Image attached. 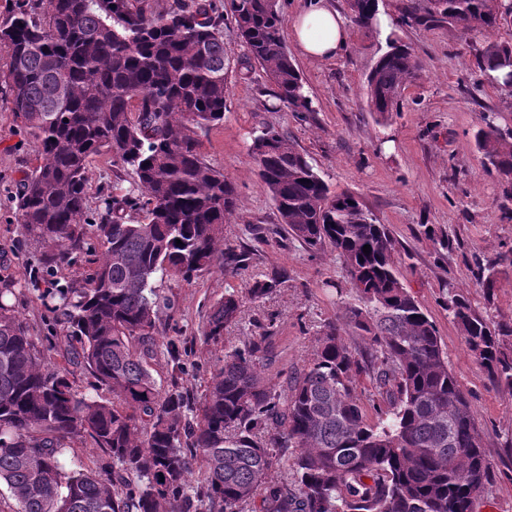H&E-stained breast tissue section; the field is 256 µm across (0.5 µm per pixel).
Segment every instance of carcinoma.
I'll return each mask as SVG.
<instances>
[{
  "label": "carcinoma",
  "mask_w": 512,
  "mask_h": 512,
  "mask_svg": "<svg viewBox=\"0 0 512 512\" xmlns=\"http://www.w3.org/2000/svg\"><path fill=\"white\" fill-rule=\"evenodd\" d=\"M356 26L373 31L378 0H348ZM405 23H446L461 33L494 28V0H403ZM249 60L296 117L313 111L286 48L276 0H189L164 13L147 0H10L0 18V49L10 58L5 83L13 112L42 163L17 197L18 222L42 248L44 268L68 266L88 249L82 286L41 291L61 335L52 365L30 336L0 279V502L14 512H472L490 471L468 400L448 369L435 323L396 274V242L351 193L329 186L284 133L263 126L249 155L279 223L307 251L330 245L344 264L348 299L321 326L313 358L286 385L266 375L270 326L224 353L198 407L183 386L179 340L165 342L170 380L153 374L157 308L171 305L157 278L191 281L218 267L235 274L248 254L224 242L237 190L204 162L200 132L224 120L229 62L224 15ZM482 73L500 71L512 92V45L477 50ZM411 48L390 41L367 76L369 109L398 111L418 76ZM68 94L56 95L59 79ZM483 169L504 185L500 208L512 220V130L491 123L474 134ZM106 150L132 172L138 194L106 202L87 217L88 161ZM134 211L141 218L129 219ZM182 244H176V240ZM370 246L364 254L363 246ZM512 250L477 264L473 276L491 295ZM286 283L281 273L210 307L202 335L224 341L243 304L261 302ZM449 314L496 386L512 390V323L477 313L454 293ZM355 329L363 347L345 341ZM81 371L103 394L68 378ZM375 392L377 420L366 419L359 380ZM89 441L92 465L63 462L65 448ZM203 458V478L192 484ZM276 465L291 485H268Z\"/></svg>",
  "instance_id": "obj_1"
}]
</instances>
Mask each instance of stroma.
<instances>
[{
  "label": "stroma",
  "instance_id": "35a3bbf8",
  "mask_svg": "<svg viewBox=\"0 0 512 512\" xmlns=\"http://www.w3.org/2000/svg\"><path fill=\"white\" fill-rule=\"evenodd\" d=\"M397 31L421 64L418 78L402 93L399 112L385 120L370 112L366 77L387 44L355 27L347 53L339 58L314 62L292 52L313 106L303 122L274 97L260 68H248L235 23L225 20L226 109L223 121L201 134L199 152L238 190L224 239L248 252V266L237 276L215 269L189 283L159 281L158 289L172 305L159 309L155 336L160 342L180 339L184 360L194 367L186 385L195 398L220 366L225 348L249 335L252 321L274 324L276 360L268 370L274 380L284 381L312 359L322 324L339 311L336 288L344 284L345 271L331 247L311 255L291 236L275 231L278 213L248 146L259 127L287 133L332 192L355 194L390 229L399 251V278L436 324L448 367L482 433L491 478L473 512H512V391L489 381L445 305L448 290L454 289L483 316L512 322V268H503L490 297L472 275L475 258L489 259L512 247V222L503 220L496 204L502 186L484 172L473 138L487 118L500 129H512V93L490 84L474 57L475 48L487 43H512V14L484 35H465L445 24L401 25ZM41 162L13 112L11 96L1 89L0 276L18 282L21 292L13 303L34 337L48 335L52 315L33 290L30 272L40 267L41 252L29 245L17 221L16 198ZM134 188L133 174L113 166L111 153L90 159V216L103 211L105 198L123 197ZM426 224L448 234L452 251L423 234ZM276 271L288 276L283 287L263 302L247 304L241 323L225 330L223 344H206L202 330L210 303L226 289H243Z\"/></svg>",
  "mask_w": 512,
  "mask_h": 512
}]
</instances>
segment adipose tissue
Masks as SVG:
<instances>
[{
  "label": "adipose tissue",
  "mask_w": 512,
  "mask_h": 512,
  "mask_svg": "<svg viewBox=\"0 0 512 512\" xmlns=\"http://www.w3.org/2000/svg\"><path fill=\"white\" fill-rule=\"evenodd\" d=\"M289 36L300 54L318 61L346 53L350 46V26L330 0H306L292 18Z\"/></svg>",
  "instance_id": "adipose-tissue-1"
}]
</instances>
